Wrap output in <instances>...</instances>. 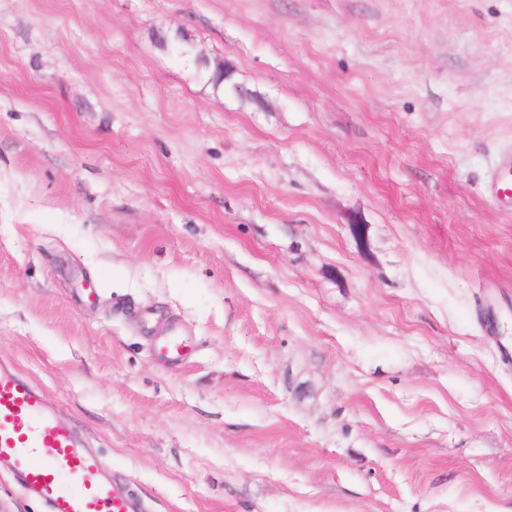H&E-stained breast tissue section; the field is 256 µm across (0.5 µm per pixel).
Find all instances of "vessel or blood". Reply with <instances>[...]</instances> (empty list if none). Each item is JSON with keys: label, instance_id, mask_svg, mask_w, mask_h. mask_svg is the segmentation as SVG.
<instances>
[{"label": "vessel or blood", "instance_id": "b4317fda", "mask_svg": "<svg viewBox=\"0 0 512 512\" xmlns=\"http://www.w3.org/2000/svg\"><path fill=\"white\" fill-rule=\"evenodd\" d=\"M485 192L500 205L512 203V146L488 173ZM179 334L161 340L157 353L181 359ZM14 473L50 512H134L130 498L102 473L98 457L81 448L76 433L49 412L41 395L17 375L0 371V465Z\"/></svg>", "mask_w": 512, "mask_h": 512}]
</instances>
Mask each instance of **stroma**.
Instances as JSON below:
<instances>
[{
  "mask_svg": "<svg viewBox=\"0 0 512 512\" xmlns=\"http://www.w3.org/2000/svg\"><path fill=\"white\" fill-rule=\"evenodd\" d=\"M507 145L512 0H0V366L146 512H512ZM485 193L499 205L512 203V146L503 149L488 173ZM187 347L184 338L177 333H173L158 343L156 351L165 359L179 360L184 356Z\"/></svg>",
  "mask_w": 512,
  "mask_h": 512,
  "instance_id": "35a3bbf8",
  "label": "stroma"
}]
</instances>
